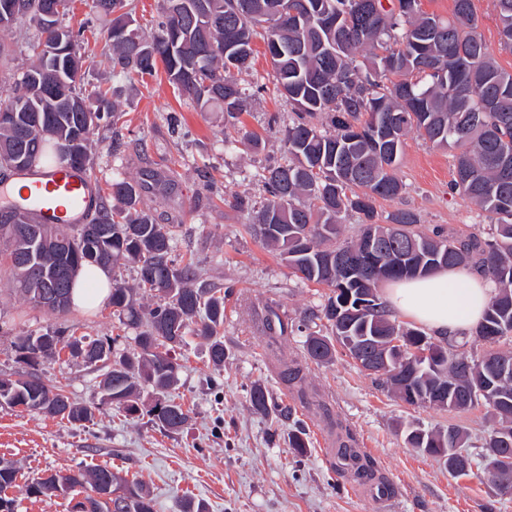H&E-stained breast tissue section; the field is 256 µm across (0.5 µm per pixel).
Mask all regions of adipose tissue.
Masks as SVG:
<instances>
[{
	"label": "adipose tissue",
	"mask_w": 512,
	"mask_h": 512,
	"mask_svg": "<svg viewBox=\"0 0 512 512\" xmlns=\"http://www.w3.org/2000/svg\"><path fill=\"white\" fill-rule=\"evenodd\" d=\"M389 310L441 338H462L481 320L495 284L478 270L441 268L381 285Z\"/></svg>",
	"instance_id": "1"
}]
</instances>
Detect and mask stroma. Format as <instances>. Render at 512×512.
Segmentation results:
<instances>
[{"instance_id": "obj_1", "label": "stroma", "mask_w": 512, "mask_h": 512, "mask_svg": "<svg viewBox=\"0 0 512 512\" xmlns=\"http://www.w3.org/2000/svg\"><path fill=\"white\" fill-rule=\"evenodd\" d=\"M91 0H73L71 25L87 22L85 48L96 62L84 65L83 86L112 93L113 128L100 129L92 154L97 184L108 193L113 177L143 179L151 171L176 170L179 182L168 198L149 192L147 206H163L177 216L175 253L193 257L208 279L225 288L223 372L208 360L205 341L187 337L177 351L181 365L173 392L188 409L184 429L166 433L147 415L154 405L143 393L142 412L129 417L102 402L100 370L68 353L41 363L37 374L64 386L77 402L95 406L92 422L67 421L19 408H0V458L17 462L20 475L8 495L17 512H68L61 497L28 496L27 483L56 472L110 465L138 479L149 492L154 512H182L187 503H204L207 512H512V496L498 494L482 471L470 476L449 473L443 461L408 446L409 427L456 425L470 436L467 452L478 456L484 437L497 420L481 404L464 412L410 406L394 398L345 352L324 365L305 363L311 387L318 389L326 414L308 410L281 379V364L303 360V338L294 334L269 343L263 327L265 305H274L292 323L312 320L328 291L296 278L277 251L263 247L245 230L247 217L228 199L257 192L253 175L265 162L280 158L283 147L271 117L288 119L290 107L273 91L251 100L236 127H228L220 104L197 105L178 97L165 74L143 80L113 73L100 32L110 19L94 14ZM35 28L0 30V43L17 51L0 61V88H9L33 58ZM238 143L225 146V134ZM261 137L254 152L241 145L243 134ZM120 149H113V140ZM453 158L449 149L409 134L398 174L405 185L394 199L375 202L378 220L398 209L418 217L420 231L440 225L458 234L487 235L489 213L451 194ZM90 339L116 336L119 323L111 306L78 308L64 316L32 307L15 291L8 272L0 273V378L28 373L14 349L17 337L36 335L60 325ZM270 396L272 411L254 412L253 386ZM344 421L366 448L378 473L400 494L393 503L358 493L326 448L328 417ZM303 424L310 450L294 456L288 431Z\"/></svg>"}]
</instances>
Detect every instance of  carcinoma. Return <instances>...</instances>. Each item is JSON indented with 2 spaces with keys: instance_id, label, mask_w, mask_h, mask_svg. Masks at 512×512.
Returning <instances> with one entry per match:
<instances>
[{
  "instance_id": "carcinoma-1",
  "label": "carcinoma",
  "mask_w": 512,
  "mask_h": 512,
  "mask_svg": "<svg viewBox=\"0 0 512 512\" xmlns=\"http://www.w3.org/2000/svg\"><path fill=\"white\" fill-rule=\"evenodd\" d=\"M70 0H0V27L29 24L40 33L31 47L35 60L15 85L0 93V167L14 173L45 165H79L95 177L92 137L112 125L115 104L100 90L80 89L85 44L81 30L66 28L76 50L58 46L56 22L70 11ZM451 17L425 13L420 0H167L146 39L133 25L129 0H94L96 12L112 16L103 32L112 49L113 71L152 77L163 65L179 96L197 104L224 105L235 120L248 100L268 86L252 76L254 39L262 37L272 64L271 83L292 106L282 126L284 156L253 175L259 195L242 194L230 207L247 215V230L277 248L292 273L305 283L330 290L321 309L330 335L303 333L289 327L276 311H267L271 341L288 333H303L306 360L327 363L336 353V337L353 341L356 357L385 349L393 336L415 343L427 337L417 329L396 324L379 296L384 281L427 275L442 267L470 265L496 282L475 335L492 344L512 333V71L489 54L478 34L473 0H453ZM297 11L286 13L287 6ZM500 46L512 53V0H495ZM365 52L364 59L356 56ZM240 60L235 69L252 77L240 83L226 75V60ZM325 115L329 129L314 119ZM415 132L453 154L451 193L460 195L495 217L488 237H461L438 227L427 233L414 228L416 215L398 209L387 223L375 221L376 198H395L403 191L398 164L406 136ZM173 171L157 175L154 184L115 177L108 207L101 205L84 224H39L18 209L0 213V267L31 305L58 314L70 311L78 273L86 266L111 269L120 260L135 267L128 286L112 279L109 305L124 328L134 334L135 347L117 351L102 339L77 338L56 327L14 343L19 359L35 367L68 350L86 365H101L102 401L131 416L138 412L141 391L155 395L153 422L166 432L181 430L188 421L182 404L171 396L179 364L172 351L186 337L208 344L209 361L224 369V296L203 278L191 261L179 262L176 225L155 209L143 207L149 187L174 190ZM363 216L355 237L340 239L343 215ZM40 240L37 253L29 243ZM67 239L72 251L62 256L55 241ZM158 293L155 306L136 302L138 294ZM512 364V351H492L475 361L445 352L436 368L414 373L400 365L401 375L376 379L413 405L415 399L448 411H465L481 402L494 411L498 427L485 438V464L512 460V379L501 378L492 364ZM289 389L309 403L311 390L304 368L296 360L282 372ZM253 410L267 414L265 389L250 392ZM0 407L58 417L83 425L94 418L93 405L71 400L60 386L35 373L0 378ZM338 456L349 462L360 479L375 476L371 459L354 446L355 436L336 422ZM454 442L459 452L446 453L444 464L460 471L468 462L460 449L468 434L458 426L446 430L413 427L405 435L412 448H426L432 457ZM288 447L302 456L309 448L301 427L288 433ZM14 463L0 464V512H15L6 491L15 486ZM70 490L90 487L84 512H154L143 485L120 478L121 493L105 499L101 493L115 479L108 467L31 479L27 493L35 498L56 495V479Z\"/></svg>"
}]
</instances>
